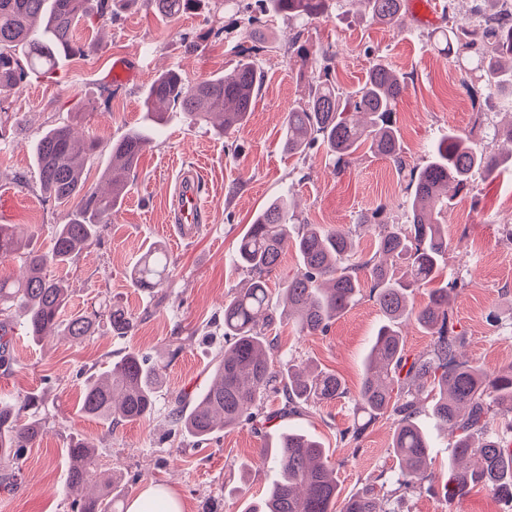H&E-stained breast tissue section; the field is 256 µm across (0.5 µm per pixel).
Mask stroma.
<instances>
[{
	"mask_svg": "<svg viewBox=\"0 0 512 512\" xmlns=\"http://www.w3.org/2000/svg\"><path fill=\"white\" fill-rule=\"evenodd\" d=\"M117 10L115 24L97 19L79 28L82 55L62 59L54 75L27 78L0 96V224L15 225L19 238L33 245L48 246L55 225L67 220L66 209L42 193L33 164L31 147L43 130L64 122L76 138L100 142L101 152L85 170L87 185L100 189L112 140L144 123L143 92L161 71L174 69L195 82L231 71L241 50L249 48L265 79L244 126L224 136L171 109L102 245L85 249L61 270L72 308L121 301L139 318L132 336L114 338L103 325L84 343L56 336L36 345L22 327L14 328L20 361L11 373L0 372V394L41 395L46 432L20 462L22 481L0 489V512H71L65 482L66 445L73 437L97 450V478L90 490H99L101 479L114 473L129 497L152 486L175 494L183 512H204L214 499L222 512H244L274 479L272 469L259 463L266 436L241 425L200 443L172 429L167 420L175 394L196 393L209 382L216 344L203 340L202 329L223 319L225 299L249 279L231 261L237 240L269 199L288 190L302 222L358 228L361 247L369 253L375 230L358 227V218L380 208L385 221L402 223L408 183L393 162L365 146L341 172L325 148L302 156L288 153L284 116L308 94V80L300 76L289 46L299 40L333 51V74L347 91L363 85L376 55L405 74L407 87L394 119L409 168L425 164L429 142L447 128L478 142L486 124L503 115L477 111L459 70L435 43L443 17L425 20L412 7L403 25L394 28L370 24L356 2L329 7L303 27L283 18L253 27L218 0H203L198 10L175 20L155 15L144 0H129ZM117 57L136 71V81L110 84ZM188 169L202 174L204 210L197 232L185 237L175 232L169 209L175 184ZM448 241L443 275L468 282L449 310L456 331L466 339L461 360L491 371L512 366L511 173L476 178L469 190L456 195L448 208ZM154 244L164 245L175 262V278L163 302L135 288L127 276ZM382 320L374 299L365 295L327 334L302 336L279 321L270 330L281 352L335 372L349 391L305 416L272 425L276 431L289 427L316 435L345 496L380 488L384 474L398 466L390 448L391 417L377 419L360 439L344 435L353 421L352 395L361 383L365 354ZM175 336L185 348L164 373L150 419L107 424L80 412L84 371L107 367L117 352L129 348L164 356ZM391 506L395 512H512L480 486L451 501L437 486L417 490L399 495Z\"/></svg>",
	"mask_w": 512,
	"mask_h": 512,
	"instance_id": "35a3bbf8",
	"label": "stroma"
}]
</instances>
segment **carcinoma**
I'll return each mask as SVG.
<instances>
[{"mask_svg":"<svg viewBox=\"0 0 512 512\" xmlns=\"http://www.w3.org/2000/svg\"><path fill=\"white\" fill-rule=\"evenodd\" d=\"M200 0H148L161 17H179ZM237 6L249 24L268 14L281 15L305 26L323 16L329 0H224ZM372 23L396 27L405 17L404 0H358ZM455 0H443L448 26L441 30L445 50L465 75L476 79L484 102L512 108V0H474L471 15L462 21ZM110 16L111 0H0V94L26 80L29 72L50 71L62 57L82 51L74 33L78 25ZM288 52L305 67H312L308 101L285 113L282 136L288 151L305 154L320 142L342 161L368 141L381 156L402 165L400 135L394 114L406 89V77L380 59L370 67L362 87L344 91L330 74L329 52L296 42ZM263 73L246 55L233 74L190 83L176 70L160 73L150 83L143 106L148 127L112 142L110 161L103 171L108 193L86 185L83 168L99 148L94 140L78 141L69 126L49 128L33 147L36 171L44 194L58 205L74 204L68 219L55 226L49 248L32 246L21 251L11 226L0 224V258L21 255L25 274L20 279L0 278V370L17 365L12 338V310L23 314L25 335L34 342L50 334L81 343L94 335L100 321L112 336L123 339L134 332L138 317L119 302L103 311H68L71 294L63 281L48 274L64 267L84 249L99 241L128 192L130 175L137 169L153 128L165 125L166 110L178 108L196 123L219 118L218 131L240 128L251 112ZM512 169V125L493 127L491 141L471 142L453 128L433 139L428 160L409 173L403 215L405 223L387 224L384 208L361 217L359 224H377L374 253L362 256L359 241L344 229L318 224L295 225L296 204L289 191L267 204L237 241L232 261L252 274L247 286L224 301V348L215 356L208 386L197 395L180 393L168 407L172 427L198 441H208L220 429L242 423L264 430L278 418L303 416L318 404L347 395L342 379L278 356L276 339L268 330L276 320L295 324L303 335H324L361 296L358 271L366 269L373 298L383 321L365 359V373L354 397V418L345 434L357 440L378 418H394L391 441L398 469L385 484L392 497L402 490L420 489L435 482L433 445L420 420L422 402L430 400L428 417L455 432L448 460L445 496L460 498L484 485L512 505V438L496 430L499 420L512 432V369L490 372L477 362L458 361L461 334L450 324L449 305L464 284L442 282L430 287L439 274V261L448 252L445 212L452 197L448 190L469 189L473 176H491ZM294 248L299 261L281 288L287 305L276 316L270 304L265 275L280 265L283 252ZM173 276L168 253L156 247L130 270L133 286L167 297ZM427 288L426 299L414 305L415 288ZM414 318L435 340L432 349L410 358L405 353L402 320ZM182 345L168 344L167 359H154L135 350L121 353L103 371L84 379L80 411L105 421H141L157 409V389L168 362ZM273 393L281 407L268 412L264 400ZM38 395L0 399V486L9 488L20 476L19 460L35 447L45 431L37 416ZM70 459L67 486L79 490L92 480L95 450L79 438L67 444ZM264 463L278 471L262 501L244 512H394L379 504L368 487L340 497L325 448L303 433L288 430L261 449ZM72 512H125L124 495L114 480L99 494L75 498Z\"/></svg>","mask_w":512,"mask_h":512,"instance_id":"obj_1","label":"carcinoma"}]
</instances>
